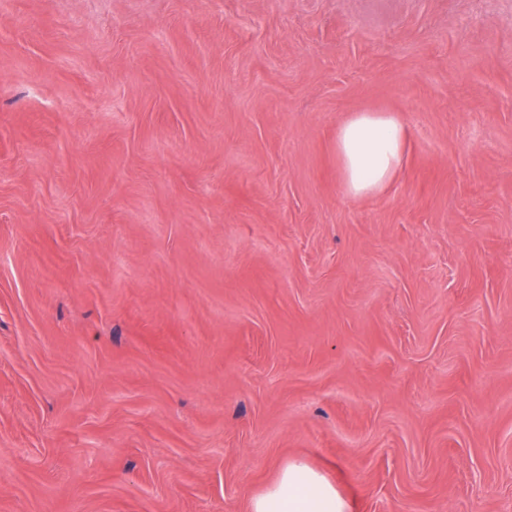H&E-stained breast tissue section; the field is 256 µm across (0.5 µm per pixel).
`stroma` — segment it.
Wrapping results in <instances>:
<instances>
[{
	"label": "stroma",
	"mask_w": 512,
	"mask_h": 512,
	"mask_svg": "<svg viewBox=\"0 0 512 512\" xmlns=\"http://www.w3.org/2000/svg\"><path fill=\"white\" fill-rule=\"evenodd\" d=\"M356 112L408 129L348 195ZM512 512V0H0V512ZM407 130L394 115L357 112L336 135L343 186L351 196H365L382 189L399 168ZM349 503L327 477L300 459L288 462L250 503V512H349Z\"/></svg>",
	"instance_id": "stroma-1"
}]
</instances>
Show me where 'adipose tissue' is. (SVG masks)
Listing matches in <instances>:
<instances>
[{
    "label": "adipose tissue",
    "mask_w": 512,
    "mask_h": 512,
    "mask_svg": "<svg viewBox=\"0 0 512 512\" xmlns=\"http://www.w3.org/2000/svg\"><path fill=\"white\" fill-rule=\"evenodd\" d=\"M407 130L394 115L358 112L336 135L343 186L365 196L382 189L399 168ZM250 512H350L349 503L327 477L300 459L288 462L250 503Z\"/></svg>",
    "instance_id": "obj_1"
}]
</instances>
